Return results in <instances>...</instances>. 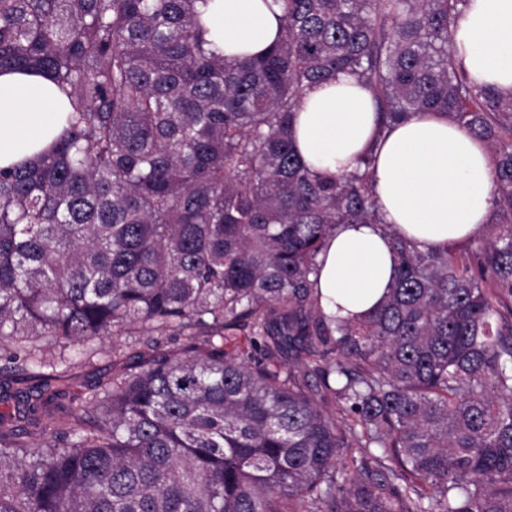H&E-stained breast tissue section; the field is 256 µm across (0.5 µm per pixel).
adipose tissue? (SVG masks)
Returning a JSON list of instances; mask_svg holds the SVG:
<instances>
[{"label":"adipose tissue","instance_id":"1","mask_svg":"<svg viewBox=\"0 0 512 512\" xmlns=\"http://www.w3.org/2000/svg\"><path fill=\"white\" fill-rule=\"evenodd\" d=\"M200 20L209 49L226 59L263 54L281 30L278 0H207ZM452 50L472 80L512 91V0H469ZM70 98L36 70L0 73V168L45 152L69 116ZM295 146L322 174L376 155L374 183L384 223L419 249L477 237L491 220L486 144L431 113L379 128L373 95L354 77L307 88L295 112ZM375 224L338 225L317 256L327 315L355 319L376 307L394 274L388 238Z\"/></svg>","mask_w":512,"mask_h":512}]
</instances>
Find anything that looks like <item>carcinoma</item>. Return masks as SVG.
Segmentation results:
<instances>
[{
  "mask_svg": "<svg viewBox=\"0 0 512 512\" xmlns=\"http://www.w3.org/2000/svg\"><path fill=\"white\" fill-rule=\"evenodd\" d=\"M197 2L0 0V71L72 106L38 160L0 169V374L51 370L17 419L133 326L184 340L37 443L0 428V512H512V92L455 59L468 0H282L277 43L233 62ZM340 73L381 126L433 113L491 152L487 238L389 234L395 278L357 320L312 277L336 225L382 223L375 157L325 176L293 142L298 96ZM244 330L251 350L226 351ZM32 335L64 350L16 355Z\"/></svg>",
  "mask_w": 512,
  "mask_h": 512,
  "instance_id": "cac0c4a2",
  "label": "carcinoma"
}]
</instances>
